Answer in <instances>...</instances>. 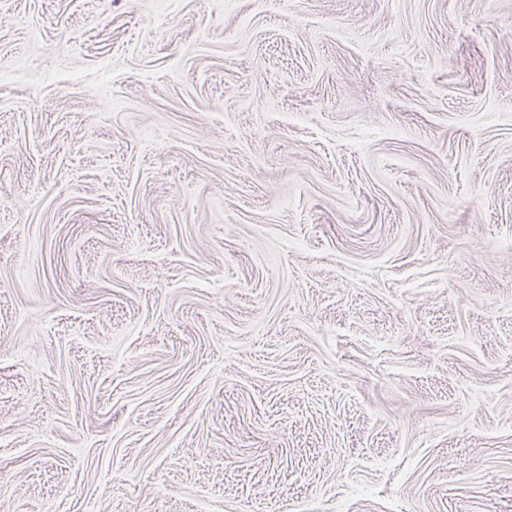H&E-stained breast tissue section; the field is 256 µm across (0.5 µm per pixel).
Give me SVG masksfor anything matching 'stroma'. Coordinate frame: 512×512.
I'll return each instance as SVG.
<instances>
[{
    "label": "stroma",
    "instance_id": "1",
    "mask_svg": "<svg viewBox=\"0 0 512 512\" xmlns=\"http://www.w3.org/2000/svg\"><path fill=\"white\" fill-rule=\"evenodd\" d=\"M0 512H512V0H0Z\"/></svg>",
    "mask_w": 512,
    "mask_h": 512
}]
</instances>
